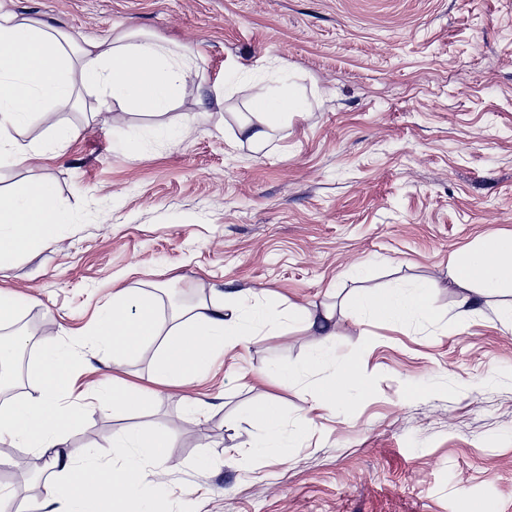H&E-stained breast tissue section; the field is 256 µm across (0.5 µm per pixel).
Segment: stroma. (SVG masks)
I'll list each match as a JSON object with an SVG mask.
<instances>
[{"label": "stroma", "instance_id": "1", "mask_svg": "<svg viewBox=\"0 0 512 512\" xmlns=\"http://www.w3.org/2000/svg\"><path fill=\"white\" fill-rule=\"evenodd\" d=\"M77 38L138 30L196 55L197 76L152 116L83 93L59 154L0 161V192L47 180L71 213L56 241L0 265L34 331L10 391L36 394L47 348L83 358L69 447L112 459L134 428L170 434L147 512H512V290L464 294L461 252L512 234V0H5ZM309 95L304 116L258 146L235 140L255 85ZM211 98L200 112L198 89ZM434 282L435 319L378 323L361 290ZM116 287L242 292L330 312L333 363L308 372L313 338L267 326L217 355L188 386L149 383L155 349L111 368L86 338ZM355 365L364 394L329 411L321 382ZM300 367L284 387L273 373ZM150 386L149 407L100 410L113 376ZM421 392L412 397L410 385ZM272 400L299 432L287 456L261 449L246 417ZM42 459L0 441V492L38 503Z\"/></svg>", "mask_w": 512, "mask_h": 512}]
</instances>
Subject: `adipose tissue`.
<instances>
[{
	"label": "adipose tissue",
	"instance_id": "adipose-tissue-1",
	"mask_svg": "<svg viewBox=\"0 0 512 512\" xmlns=\"http://www.w3.org/2000/svg\"><path fill=\"white\" fill-rule=\"evenodd\" d=\"M194 72L193 56L170 42L136 33L114 40H79L46 23L0 10V158L22 165L42 153L44 146L16 137L34 114L45 126L47 144L60 149L74 139L75 129L57 121L55 107L71 100L77 90L161 114L183 96ZM305 105V98L294 90L272 94L256 88L250 101L254 118L239 124L237 141L261 144L289 117L301 116ZM55 199L46 181L0 193V262L54 242L57 225L71 220ZM448 275L467 290L493 293L512 288V234L464 251L450 263ZM433 288V283L422 282L409 289L361 292L351 306L382 322L430 319ZM282 316L272 299L245 311L240 293L228 290L220 299L166 318L155 297L117 288L111 309L101 316L89 341L101 358L116 365L155 346V380L186 384L205 376L214 355L258 336L259 326L275 324ZM80 362L73 351L45 350L34 367L38 394L0 403V441L48 460L53 473L45 484V506L62 504L67 512H145L139 488L152 477L170 437L159 429L124 433L113 439L108 463L69 447V433L82 420L79 408L68 403ZM248 416L262 426L265 447L294 446L296 438L284 432L275 402L251 407Z\"/></svg>",
	"mask_w": 512,
	"mask_h": 512
}]
</instances>
